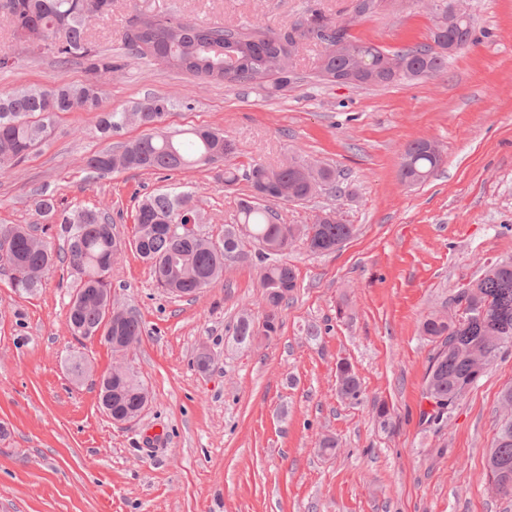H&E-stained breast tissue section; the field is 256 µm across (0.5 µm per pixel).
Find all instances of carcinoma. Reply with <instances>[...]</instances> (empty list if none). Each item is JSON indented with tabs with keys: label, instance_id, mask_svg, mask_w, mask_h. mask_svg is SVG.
<instances>
[{
	"label": "carcinoma",
	"instance_id": "obj_1",
	"mask_svg": "<svg viewBox=\"0 0 512 512\" xmlns=\"http://www.w3.org/2000/svg\"><path fill=\"white\" fill-rule=\"evenodd\" d=\"M93 2L101 20L112 13V0H0V11L12 21L13 36L25 34L34 45L30 53L49 50L57 62L75 59L86 69L105 77L116 71L112 57L103 56L90 45L84 18L85 2ZM436 9L429 42L388 53L373 42L348 33L343 21L315 13L285 31L234 25L202 24L161 15L137 18L125 37L128 53L155 60L170 56H194L201 61L224 63L223 81L268 94L283 91L290 82L288 43L315 27L333 29L336 41L344 44L335 53L324 54L320 74L336 82L357 69L352 47L371 64L358 86H387L404 78L437 76L444 72L448 36L468 44L472 37L469 21L448 29V0ZM172 102L165 96H150L129 111L102 109L99 81L64 83L50 87H23L0 96V176L10 173L45 142L57 118L68 112L99 113L97 129L103 138L119 134L127 126L148 125V133L122 142L114 149L91 155L86 168L97 176L120 169L180 171L222 161L224 186L244 181L251 194L240 199L236 226L224 230L220 247L197 229L200 216L189 192L152 194L135 208V234L125 243L118 238L106 214L95 209L61 210L56 200L40 190L34 193L35 212L56 224L62 254L29 227H0V267L11 271V287L20 295L34 294L55 261H66L74 273L67 324L72 336L81 340L94 335L110 318L112 350L127 349L141 340V317L112 307V264L128 245L153 270L163 290L176 297L193 296L222 276L226 262L254 248L262 263L259 284L264 311L259 320L241 316L233 334L240 344L269 340L280 329V312L298 288L296 272L275 256L288 250L301 237L315 252L333 251L354 234L351 224L339 219L309 225L280 224L271 202H302L335 182L336 172L323 167L301 171L303 159L268 167L260 163L239 169L229 163L235 146L224 132L208 127L189 131L191 138L179 141L161 130ZM442 155L432 140L419 138L409 143L400 164L401 180L409 184L426 181L441 165ZM421 334L434 343L425 374L423 398L445 410L452 409L512 344V259L483 265L480 276L452 298L451 311H438L421 324ZM338 392L357 401L361 385L350 365L337 367ZM112 401V416L135 418L148 397V387L131 369L103 377L99 395ZM500 408L508 415L501 421L486 459L491 482L498 493L512 496V385L498 395Z\"/></svg>",
	"mask_w": 512,
	"mask_h": 512
}]
</instances>
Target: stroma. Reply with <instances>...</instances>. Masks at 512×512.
I'll use <instances>...</instances> for the list:
<instances>
[{
  "mask_svg": "<svg viewBox=\"0 0 512 512\" xmlns=\"http://www.w3.org/2000/svg\"><path fill=\"white\" fill-rule=\"evenodd\" d=\"M354 0H114L108 20L89 21L95 49L124 67L102 84L107 108L168 96L162 123L174 133L223 130L233 162L276 167L293 155L340 172L338 189L301 204H280L283 224H309L335 209L354 237L333 253L296 241L283 257L298 288L280 315L277 336L237 345L245 313L260 316L255 252L227 262L196 297L158 288L130 249L112 266V301L144 323L127 361L150 402L131 424L101 411L97 377L110 348L71 336L66 314L71 276L56 264L39 293L18 296L0 271V512H512L486 472L502 417L497 397L512 384V348L436 425L422 416V387L433 345L423 318L445 310L482 263L512 258V0H471L472 41L448 58L443 75L387 86L322 80L324 44L294 49L292 81L270 95L202 81L125 54L123 38L140 14L199 23L285 29L317 10L347 21L352 36L396 52L426 41L433 14L420 0L357 18ZM0 93L25 86L82 83L83 65L60 66L51 52L32 56L0 14ZM93 112L62 115L47 141L0 177V225H38L32 192L46 189L66 209L97 208L121 239H131L140 196L188 191L214 243L234 224L246 182L224 185L215 163L169 175L126 170L90 176L95 152L142 135L130 126L111 140ZM435 141L443 162L425 182L399 176L408 143ZM318 338H310L308 327ZM208 368H199L200 353ZM85 358L80 382L65 363ZM349 362L362 396L336 390V366ZM390 407L381 429L374 407ZM335 436L334 456L317 451Z\"/></svg>",
  "mask_w": 512,
  "mask_h": 512,
  "instance_id": "stroma-1",
  "label": "stroma"
}]
</instances>
